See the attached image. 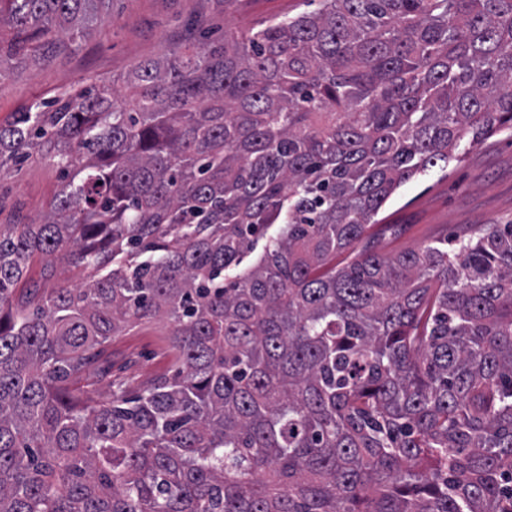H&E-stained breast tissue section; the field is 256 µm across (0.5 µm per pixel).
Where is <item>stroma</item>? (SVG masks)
Masks as SVG:
<instances>
[{
	"instance_id": "1",
	"label": "stroma",
	"mask_w": 512,
	"mask_h": 512,
	"mask_svg": "<svg viewBox=\"0 0 512 512\" xmlns=\"http://www.w3.org/2000/svg\"><path fill=\"white\" fill-rule=\"evenodd\" d=\"M313 0H111L102 25L72 49L36 65L20 57L8 63L0 78V124L32 102H46L60 93L92 82L114 83L115 97L127 101V78L146 60L169 56L182 46L185 28L209 39L225 28L247 30L274 16H295L314 10ZM63 185L59 173L43 161L0 174V224H29L45 212ZM391 226L376 243L394 255L435 241L453 240L483 224L512 222V135L504 133L474 146L461 161L434 168L414 178L381 211ZM23 284L41 288L83 286V274L67 262L44 269L41 260L28 267ZM161 324L148 323L129 335L113 338L110 377L87 372L79 382L84 395L108 396L110 378L137 388L166 371L160 351Z\"/></svg>"
}]
</instances>
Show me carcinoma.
<instances>
[{"instance_id": "cac0c4a2", "label": "carcinoma", "mask_w": 512, "mask_h": 512, "mask_svg": "<svg viewBox=\"0 0 512 512\" xmlns=\"http://www.w3.org/2000/svg\"><path fill=\"white\" fill-rule=\"evenodd\" d=\"M103 2L0 0V64ZM128 84L0 125V171L65 177L0 224V512H512V223L395 256L369 233L512 131V0H322ZM60 254L83 287L17 288ZM151 321L172 375L71 386Z\"/></svg>"}]
</instances>
